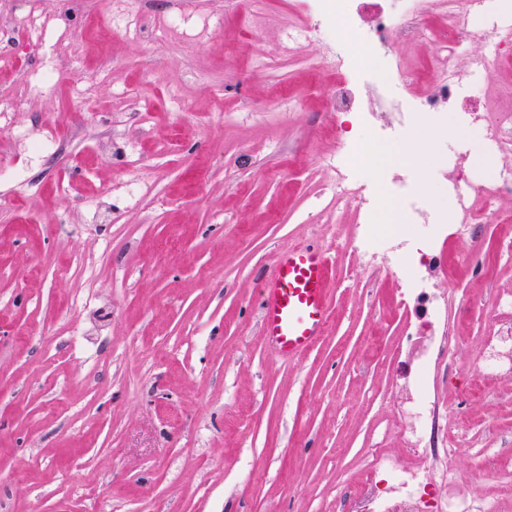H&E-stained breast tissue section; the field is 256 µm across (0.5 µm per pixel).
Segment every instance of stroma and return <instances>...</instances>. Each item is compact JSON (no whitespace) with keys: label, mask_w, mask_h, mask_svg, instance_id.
<instances>
[{"label":"stroma","mask_w":512,"mask_h":512,"mask_svg":"<svg viewBox=\"0 0 512 512\" xmlns=\"http://www.w3.org/2000/svg\"><path fill=\"white\" fill-rule=\"evenodd\" d=\"M29 13L51 53L19 29ZM304 23L313 36L289 47ZM319 24L317 0H0L16 41L0 63V103L16 106L0 125V512H346L378 452L408 465L404 335L433 316L400 303L410 261L335 256L360 224L330 184L375 132L328 99L337 77L370 76ZM442 53L393 34L388 61L412 77L396 94L419 95ZM44 66L59 89L31 95ZM490 89L512 109V62L468 93ZM392 140L415 144L393 181L358 182L396 205L391 236L427 231L408 201L449 213L447 266L423 281L452 338L430 389L477 506L512 512V376L485 363L489 322L512 326V238L452 214L446 120ZM461 165L487 182L512 142L472 145ZM302 245L334 256L331 318L284 358L262 340L260 288Z\"/></svg>","instance_id":"obj_1"}]
</instances>
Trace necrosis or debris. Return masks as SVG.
I'll return each instance as SVG.
<instances>
[{"label":"necrosis or debris","instance_id":"1","mask_svg":"<svg viewBox=\"0 0 512 512\" xmlns=\"http://www.w3.org/2000/svg\"><path fill=\"white\" fill-rule=\"evenodd\" d=\"M323 17L330 31L342 42L356 48L355 66H373L372 53L376 46L386 44L391 31L417 39L439 36L446 49L447 82L425 84L418 99L421 115L442 110L464 113L471 117L488 147L512 140V120H504L489 102L468 100L464 90L474 75L489 69L493 58L485 55L467 57L457 62L454 50L463 43L495 46L497 56L512 57V39H504L512 29V16L497 8V0H451L448 30L439 32L431 18L439 15L442 0H402L398 12L385 13L380 4L369 5L365 0H321ZM391 75L382 73L370 96H362L356 82L345 78L337 81L329 98L340 112H401L399 103L384 96ZM336 190L357 206L363 219L361 238L377 245L388 267H395L399 256L428 257L444 260L441 240L447 239L445 225H436L433 235L422 246L403 239L393 241L382 235L365 198L356 193L352 177L342 175L336 180ZM461 223H474L476 218L496 224L505 236H512V219L500 215L494 207L497 197L512 194V168L500 170L491 182L474 184L463 168H455L448 186ZM407 341L416 350L413 367L415 387L409 398L410 416L403 430V440L412 458L403 468L396 467L390 456L378 454L374 460L375 484L365 487L356 498L350 512H476L468 493L466 479L454 476L453 458L437 441L445 431L435 414V406L426 388L427 375L433 364V354L446 350L448 337L431 338L423 332H408Z\"/></svg>","mask_w":512,"mask_h":512}]
</instances>
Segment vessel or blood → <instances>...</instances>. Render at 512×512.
<instances>
[{
  "instance_id": "obj_1",
  "label": "vessel or blood",
  "mask_w": 512,
  "mask_h": 512,
  "mask_svg": "<svg viewBox=\"0 0 512 512\" xmlns=\"http://www.w3.org/2000/svg\"><path fill=\"white\" fill-rule=\"evenodd\" d=\"M330 264L327 252L311 246L277 254L261 288V303L262 339L279 355H303L324 335L331 315Z\"/></svg>"
}]
</instances>
